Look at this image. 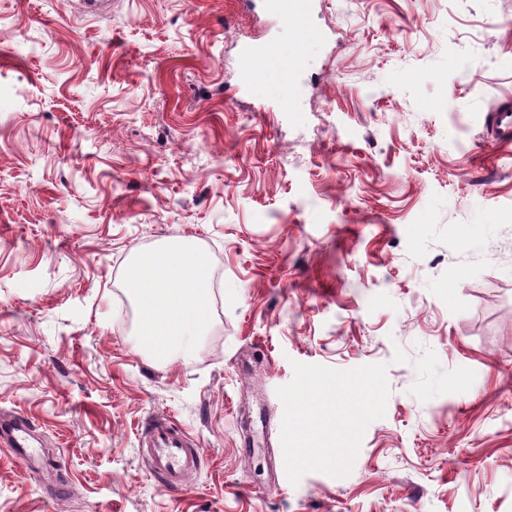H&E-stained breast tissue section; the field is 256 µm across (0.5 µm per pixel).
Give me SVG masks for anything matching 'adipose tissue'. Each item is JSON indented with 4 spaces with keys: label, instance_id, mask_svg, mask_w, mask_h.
<instances>
[{
    "label": "adipose tissue",
    "instance_id": "ef3b65f1",
    "mask_svg": "<svg viewBox=\"0 0 512 512\" xmlns=\"http://www.w3.org/2000/svg\"><path fill=\"white\" fill-rule=\"evenodd\" d=\"M126 286L140 312V343L155 358L190 354L191 338L207 324L211 276L188 243L138 254Z\"/></svg>",
    "mask_w": 512,
    "mask_h": 512
}]
</instances>
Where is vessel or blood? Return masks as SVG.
I'll list each match as a JSON object with an SVG mask.
<instances>
[{
    "mask_svg": "<svg viewBox=\"0 0 512 512\" xmlns=\"http://www.w3.org/2000/svg\"><path fill=\"white\" fill-rule=\"evenodd\" d=\"M275 15L283 18H303L309 11V0H271ZM275 75L285 98L295 96V80L299 61L285 57L276 39L255 44L245 42L239 60V81L243 88H252L257 70ZM491 137L502 142L512 139V107L505 105L489 114ZM0 434L8 439V446L25 466L34 464L38 451L30 445V434L25 421L10 418L0 424ZM150 474L162 479L172 489L184 488L187 478L198 468L201 450L187 432L170 421L159 419L149 430V443L142 450Z\"/></svg>",
    "mask_w": 512,
    "mask_h": 512,
    "instance_id": "1",
    "label": "vessel or blood"
}]
</instances>
